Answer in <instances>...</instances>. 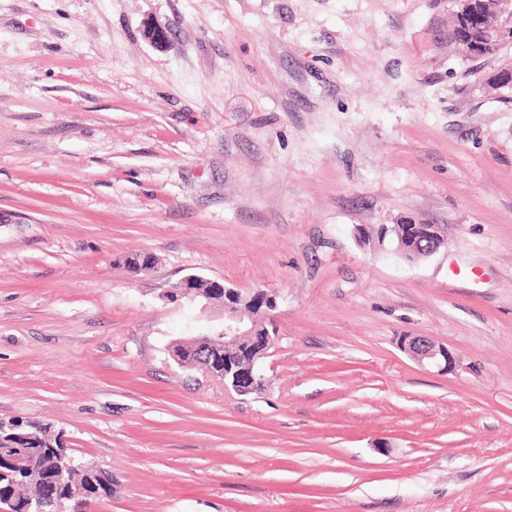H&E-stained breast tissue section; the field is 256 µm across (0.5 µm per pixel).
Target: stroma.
I'll return each mask as SVG.
<instances>
[{"instance_id":"35a3bbf8","label":"stroma","mask_w":512,"mask_h":512,"mask_svg":"<svg viewBox=\"0 0 512 512\" xmlns=\"http://www.w3.org/2000/svg\"><path fill=\"white\" fill-rule=\"evenodd\" d=\"M456 10L0 0V418L111 472L90 512H512V41ZM189 274L276 295L261 391L172 358ZM459 17L457 19L458 33L472 44V53L476 56L490 54L505 38L512 39V30H502L497 26H487L486 29L476 23V14L481 7L490 9L489 0H460ZM390 229L397 236V249L402 252H418L431 254L438 250L441 245V235L439 228L434 224H401ZM423 231L420 233L419 228ZM443 244L441 245V247ZM440 247V248H441ZM439 248V249H440ZM400 347L421 365L440 367L441 371H448L451 366L448 350L428 339L405 336Z\"/></svg>"}]
</instances>
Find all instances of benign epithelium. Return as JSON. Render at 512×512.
Here are the masks:
<instances>
[{
    "mask_svg": "<svg viewBox=\"0 0 512 512\" xmlns=\"http://www.w3.org/2000/svg\"><path fill=\"white\" fill-rule=\"evenodd\" d=\"M495 2L498 9H503L507 0H460L458 33L472 44V53L476 56L490 54L506 38L512 39V30H502L496 26L481 27L476 23V14L483 8L490 9V2ZM391 231L397 236V249L402 252L422 251L431 254L441 245L439 228L434 224H407L395 226ZM223 290L230 294V299L223 301L224 319L222 324L211 333L197 336L189 342L193 356L181 359L179 363L190 368H199L209 376L224 383V387L239 395L248 393L250 386L240 377H227L215 373L211 364L214 353L225 344L245 336L251 338V352L257 358L267 355L274 344V334L267 327L268 311L276 306L275 297L260 290L249 295L242 294L235 288H224V285L198 275H187L176 284L169 295H191L207 299L209 294ZM401 349L408 353L421 365H431L446 371L451 366L448 349L422 337L405 336L400 342Z\"/></svg>",
    "mask_w": 512,
    "mask_h": 512,
    "instance_id": "obj_1",
    "label": "benign epithelium"
}]
</instances>
